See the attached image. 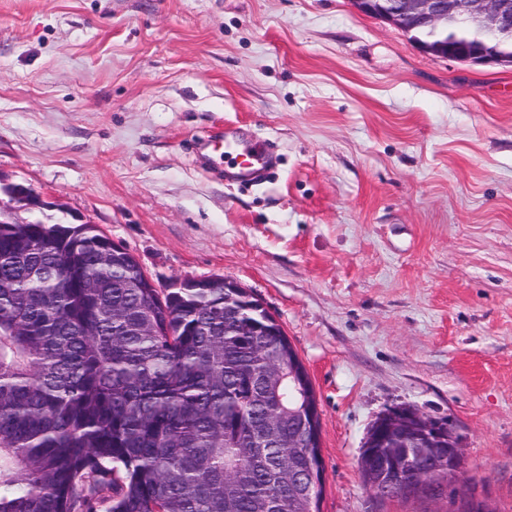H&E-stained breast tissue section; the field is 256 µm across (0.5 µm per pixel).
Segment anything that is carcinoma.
Wrapping results in <instances>:
<instances>
[{
  "mask_svg": "<svg viewBox=\"0 0 512 512\" xmlns=\"http://www.w3.org/2000/svg\"><path fill=\"white\" fill-rule=\"evenodd\" d=\"M215 284L150 288L92 224H0V512H320L300 486L323 483L320 448L292 447L308 373ZM391 452L360 467L377 498L448 484L428 454V481L392 491ZM444 499L474 512L461 486Z\"/></svg>",
  "mask_w": 512,
  "mask_h": 512,
  "instance_id": "cac0c4a2",
  "label": "carcinoma"
}]
</instances>
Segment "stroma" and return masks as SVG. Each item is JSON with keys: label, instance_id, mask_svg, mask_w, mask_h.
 Masks as SVG:
<instances>
[{"label": "stroma", "instance_id": "stroma-1", "mask_svg": "<svg viewBox=\"0 0 512 512\" xmlns=\"http://www.w3.org/2000/svg\"><path fill=\"white\" fill-rule=\"evenodd\" d=\"M276 147L224 178L219 132ZM0 178L95 224L160 287L258 298L311 379L321 512L381 501L359 456L410 406L512 512V66L423 52L351 0H0Z\"/></svg>", "mask_w": 512, "mask_h": 512}]
</instances>
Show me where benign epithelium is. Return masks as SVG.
I'll list each match as a JSON object with an SVG mask.
<instances>
[{"mask_svg":"<svg viewBox=\"0 0 512 512\" xmlns=\"http://www.w3.org/2000/svg\"><path fill=\"white\" fill-rule=\"evenodd\" d=\"M355 8L366 15L389 21L411 32L424 27L434 34L448 21L476 29L493 42L512 43V0H353ZM425 52L462 62L502 64L512 60L507 53L484 41H417ZM22 210H36L43 200L20 185L0 184ZM387 434L384 447L395 448L391 455L392 471L412 468L422 454H444L448 459V483L462 480L464 453L457 434L447 422L436 420L410 407H395L379 416L371 425L365 447L374 448L381 434Z\"/></svg>","mask_w":512,"mask_h":512,"instance_id":"7a95c632","label":"benign epithelium"}]
</instances>
